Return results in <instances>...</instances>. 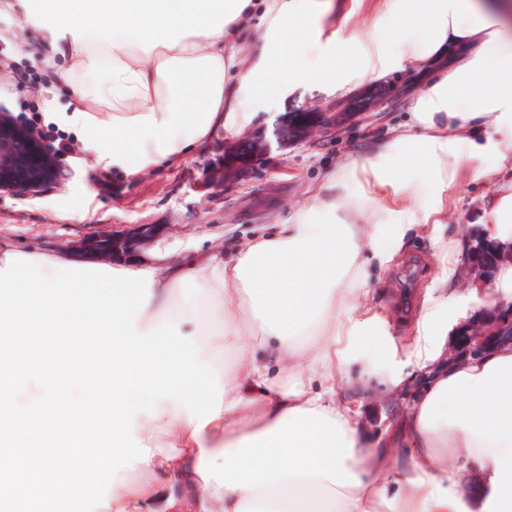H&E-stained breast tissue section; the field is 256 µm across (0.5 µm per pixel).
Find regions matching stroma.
<instances>
[{
  "label": "stroma",
  "instance_id": "obj_1",
  "mask_svg": "<svg viewBox=\"0 0 512 512\" xmlns=\"http://www.w3.org/2000/svg\"><path fill=\"white\" fill-rule=\"evenodd\" d=\"M44 35L25 26L18 10L0 12V51L25 65L43 55ZM322 87L301 85L286 97L267 102L257 112L250 132L271 136L287 121L289 113L331 101ZM60 82L21 84L12 70L0 68V113L21 119L22 104L65 103ZM408 102L387 108L376 123L346 122L340 135L316 143H293L251 161L239 186L224 188L211 181L212 170L224 163V149L233 144L230 136L213 139L204 151L179 166L156 170L133 179H123L84 162L77 149L57 157L66 173L65 181L43 186L38 192L22 194L0 190V236L25 249L61 252L77 256L75 244L88 232L115 224H158L164 229L148 241L139 259L159 265L193 254L228 250L255 230L285 221L304 198L306 188L320 181L348 153L363 154L373 139L405 123ZM494 193L492 182L465 178L448 192V223L445 236L454 241L467 229L477 228L483 209ZM401 261L393 266L371 262L368 267L372 292L385 316L384 322L365 327L349 351L347 374L338 389L340 403L350 405L356 426L370 439H377V422L387 418L386 406L398 389L392 376H403L411 387L420 373L407 343L415 331L417 298H443L439 261L432 244L422 236L407 237ZM447 298V297H444ZM448 300V325L474 315L479 304L463 282H455ZM126 449L114 451L109 472L94 476L85 498L70 503V512H95L97 497L117 483L142 480Z\"/></svg>",
  "mask_w": 512,
  "mask_h": 512
}]
</instances>
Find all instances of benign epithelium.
<instances>
[{
    "label": "benign epithelium",
    "mask_w": 512,
    "mask_h": 512,
    "mask_svg": "<svg viewBox=\"0 0 512 512\" xmlns=\"http://www.w3.org/2000/svg\"><path fill=\"white\" fill-rule=\"evenodd\" d=\"M407 86H383V92L367 100L363 107H353L347 99L328 102L319 110H312L314 119L301 130L303 139L316 142L332 138L341 130L343 117L358 112L361 119L379 115V109L390 102L405 99ZM274 140L262 137L249 143L251 154L263 156L273 144H282L288 132L277 127ZM248 158L237 152H224V166L217 169L213 180L228 186L238 179ZM62 181L50 149L39 134L29 127L7 117H0V190L36 192L50 182ZM160 235L151 224L113 231H91L83 236L78 247L85 253L108 260H129L138 256L139 248L150 238ZM468 258L469 282L476 288L490 285L504 265L512 264V240L490 239L475 230L470 233ZM512 347V301H501L492 309H482L457 327L454 344L448 350L446 362L454 365L483 358L499 347Z\"/></svg>",
    "instance_id": "obj_1"
}]
</instances>
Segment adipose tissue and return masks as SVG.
Returning <instances> with one entry per match:
<instances>
[{
	"label": "adipose tissue",
	"instance_id": "obj_1",
	"mask_svg": "<svg viewBox=\"0 0 512 512\" xmlns=\"http://www.w3.org/2000/svg\"><path fill=\"white\" fill-rule=\"evenodd\" d=\"M335 9L22 0L49 59L66 61L68 100L46 122L128 178L241 132L304 83L346 94L403 69L425 81L404 130L344 156L288 220L228 257L83 264L0 241L6 512H61L116 448L146 478L113 486L97 512H512V347L437 368L447 300L422 304L412 355L432 374L382 447L336 402L370 261L412 232L453 283L468 252L444 241L448 191L467 172L495 181L485 215L512 234V0H381L342 51L323 37ZM25 436L40 450L20 451ZM469 467L482 478L465 498L455 477Z\"/></svg>",
	"mask_w": 512,
	"mask_h": 512
}]
</instances>
